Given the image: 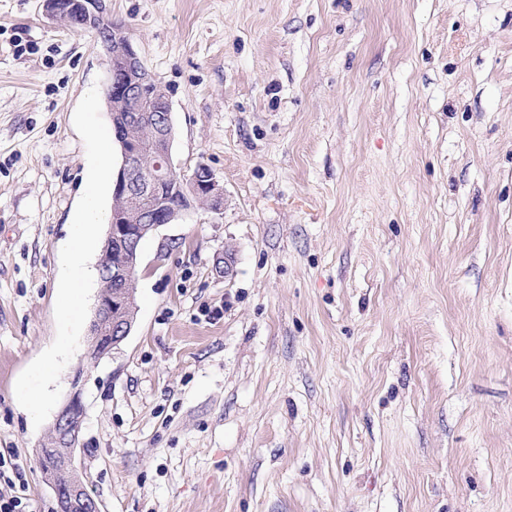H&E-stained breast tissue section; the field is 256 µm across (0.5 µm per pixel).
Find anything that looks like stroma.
<instances>
[{
	"mask_svg": "<svg viewBox=\"0 0 512 512\" xmlns=\"http://www.w3.org/2000/svg\"><path fill=\"white\" fill-rule=\"evenodd\" d=\"M219 211L141 245L83 369L100 512H512V0H111ZM93 32L0 0V454L56 512L19 375L55 339ZM231 255L224 273L219 258Z\"/></svg>",
	"mask_w": 512,
	"mask_h": 512,
	"instance_id": "stroma-1",
	"label": "stroma"
}]
</instances>
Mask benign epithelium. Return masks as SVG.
<instances>
[{
	"label": "benign epithelium",
	"mask_w": 512,
	"mask_h": 512,
	"mask_svg": "<svg viewBox=\"0 0 512 512\" xmlns=\"http://www.w3.org/2000/svg\"><path fill=\"white\" fill-rule=\"evenodd\" d=\"M108 2L87 0L82 21L84 28L96 33L109 59L107 101L122 157L112 180V224L107 234L112 261L102 271L105 286L85 353L89 363L105 357L133 329L140 243L146 233L174 223L195 202L217 211L224 200L208 167H198L188 182L177 175L171 159L174 126L168 97L143 64L127 30L117 25L106 32L100 29V23L110 16ZM147 119L151 133L135 136L133 129ZM163 185L179 198V206L172 208L158 198V188ZM82 373L81 368L76 371L72 392L55 415L48 438L52 447L38 449L37 455L55 456V465L44 474L53 492L65 491L71 512H99L74 464L85 414L79 389Z\"/></svg>",
	"instance_id": "7a95c632"
}]
</instances>
